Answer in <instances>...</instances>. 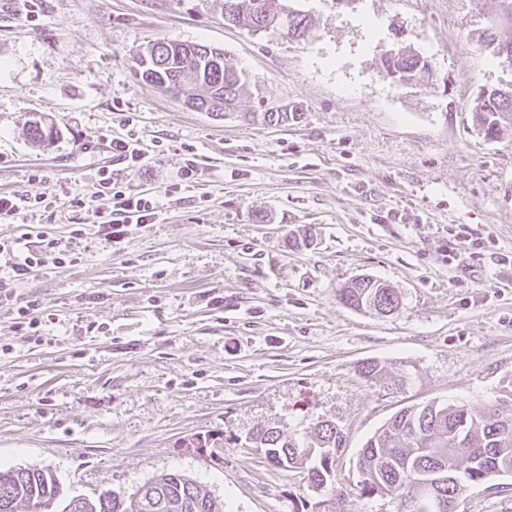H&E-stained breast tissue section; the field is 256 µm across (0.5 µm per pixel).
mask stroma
I'll use <instances>...</instances> for the list:
<instances>
[{
    "label": "stroma",
    "mask_w": 512,
    "mask_h": 512,
    "mask_svg": "<svg viewBox=\"0 0 512 512\" xmlns=\"http://www.w3.org/2000/svg\"><path fill=\"white\" fill-rule=\"evenodd\" d=\"M273 2L312 12L311 36L225 24L223 0H0V193L24 199L0 238L32 224L80 255L46 261L0 303V470L48 469L85 497L180 472L226 512H396L359 494L366 440L406 406L480 409L512 392V127L486 138L473 112L481 89L512 82L479 37L512 21L491 0ZM160 40L242 67L234 114L186 109L136 76ZM399 44L429 57L432 81L379 73ZM282 106L298 119L263 121ZM36 115L56 138L26 137ZM129 133L145 166L116 162L112 176L161 215L108 240L79 201L95 143ZM41 192L49 205L27 202ZM307 229L309 245L289 247ZM362 275L395 288L399 313L340 302ZM29 300L38 340L16 327ZM370 360L383 368L371 380ZM399 361L414 375L402 388ZM321 419L346 433L339 500L260 453L187 446ZM459 512H512V476L469 489Z\"/></svg>",
    "instance_id": "obj_1"
}]
</instances>
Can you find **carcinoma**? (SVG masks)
<instances>
[{
	"label": "carcinoma",
	"mask_w": 512,
	"mask_h": 512,
	"mask_svg": "<svg viewBox=\"0 0 512 512\" xmlns=\"http://www.w3.org/2000/svg\"><path fill=\"white\" fill-rule=\"evenodd\" d=\"M288 17L291 37L305 38L315 27L304 10L287 7L275 11L270 0H224V19L248 31H269V24ZM482 45L499 59L512 37L499 39L489 33ZM141 78L163 91H173L181 102L195 100L234 107L246 87L245 73L213 48L195 44L193 53L174 41H158L137 58ZM378 71L399 84L434 74L431 60L412 50L387 52ZM475 112L484 134L497 138L505 124L512 125V86L481 95ZM54 126L43 119L30 122L26 134L34 142L50 139ZM348 308L395 313L400 298L395 289L372 278L354 280L341 289ZM512 394L475 411L464 406L429 402L404 407L365 443L358 455L360 495H386L397 503V512H440L439 505L453 502L469 487L486 482L499 472L512 473ZM344 433L330 420L318 421L300 436L276 427L258 428L243 439L233 435L212 439V447L260 448L274 465L303 469L312 485H323L336 494L334 462L344 447ZM134 500L106 491L95 498L65 493L47 470L16 468L0 471V512H18L26 504L36 512H224V502L213 497L196 480L180 473L164 474L143 485Z\"/></svg>",
	"instance_id": "cac0c4a2"
}]
</instances>
